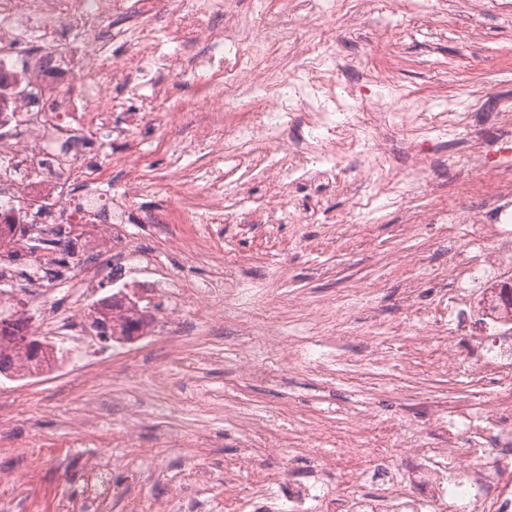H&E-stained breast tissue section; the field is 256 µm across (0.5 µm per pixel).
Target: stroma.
I'll return each mask as SVG.
<instances>
[{
	"label": "stroma",
	"instance_id": "stroma-1",
	"mask_svg": "<svg viewBox=\"0 0 512 512\" xmlns=\"http://www.w3.org/2000/svg\"><path fill=\"white\" fill-rule=\"evenodd\" d=\"M326 36L336 54L337 80L360 89L392 76L398 89L389 99L403 110L411 99L429 109L466 102L476 91L486 96L512 93V0H483L471 8L466 0H446L441 17H433L431 0H379L361 25L346 29L330 22ZM162 107L180 116L177 126L140 127L135 137L145 155L134 171L114 166V186L135 183V212L150 211L153 224H131L128 237L139 251L160 253L165 277L152 300L164 310L168 290L212 286L215 263L201 256V245L224 254V280L237 294L224 302V318L211 321L186 311L178 338H157L126 351L115 343L90 344L80 380L62 374L24 385L31 405L14 411V389H0V499L11 512H182L192 499L197 512H226L225 506L258 473L241 465L243 438L262 447L283 439L309 444L318 454L348 468L352 458L371 460L369 448L346 445L343 435L353 412L374 410L378 423L397 438L434 433L421 430L435 404L480 403L483 392L466 374L451 375L435 357L408 371L403 339L423 333L425 323L403 305L408 281L421 299L436 302L448 256L461 243L460 224H424L417 236L400 227L412 211L430 212L472 201L457 193L473 180L477 193L487 186L481 175L448 159V130L423 129L430 150L429 185H403L402 195L378 197L366 208L355 198L369 185L344 173L341 185L327 190L294 183L275 195L264 166H235L231 178L216 186L227 208L224 224L198 223L188 236L171 223L177 198L196 193L168 168L167 140L180 152L188 171L200 180L210 167L193 138L209 112L203 91L209 76L200 71L164 73ZM274 211L275 222L260 213ZM278 325L295 345L292 361L275 362L260 343H249L239 325L256 310ZM375 332L372 341L360 328ZM257 367L274 369L273 379L240 371L243 357ZM85 426L88 436L74 444L72 431ZM323 438L307 443L315 426ZM39 438L37 456L18 453L19 445ZM133 452L132 472L116 478V496L91 500L79 487L102 450Z\"/></svg>",
	"mask_w": 512,
	"mask_h": 512
}]
</instances>
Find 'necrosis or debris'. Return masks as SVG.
I'll return each instance as SVG.
<instances>
[{
	"mask_svg": "<svg viewBox=\"0 0 512 512\" xmlns=\"http://www.w3.org/2000/svg\"><path fill=\"white\" fill-rule=\"evenodd\" d=\"M285 2L286 13L258 14L244 38L238 25H212V17L224 13V0H165L162 12L152 9L151 0H0V354L13 360L15 375L37 378L60 364L64 352L81 353L101 322L116 329L137 319L139 338L151 341L174 327L173 314L154 316L142 303L153 284L134 275L149 260L131 259L125 246L129 192L113 188L111 161L89 166L76 151L101 133L139 151L135 130L157 124L160 115L115 106L112 88L136 94L153 86L156 72L172 69L164 37L200 39L220 51L185 61L216 80L209 96L219 107L194 134L195 145L215 165L229 152L246 163H262L275 148L282 156L273 172L331 187L338 160L360 157L366 138L374 148L364 179L395 193L399 184L386 175L387 126L398 120L467 128L470 113L434 114L420 102L400 115L341 107L330 90L335 58L317 36L326 17L356 23L354 10L346 0ZM115 43L129 47L126 59L113 60ZM288 57L301 67L298 80L281 76ZM246 99L257 102V112L244 121H225L224 108ZM300 105L306 132L296 140L288 129ZM77 184L83 194H74ZM493 206L492 223L477 206L443 211V222L465 225L469 245L448 265L440 305L428 311L414 307V314L432 318L434 328L415 339L410 354L418 359L428 342H436L442 365L474 379L485 399L452 406L456 429L439 446L402 442L408 467L395 471L380 461L350 470L338 498L327 490L332 468L323 458L305 480L286 482L281 494H270L266 482L279 476L280 456L249 449L248 461L266 457L271 466L266 480L252 483L239 512H512L511 183L501 185ZM50 224L70 227L55 251L44 244ZM61 250L71 259L66 280L48 282L37 294L17 288L11 258L20 255L44 268ZM104 281L114 292L97 296ZM471 288L480 289V296H468ZM59 291L70 296V311L52 306L50 298ZM449 313L462 317L451 332L444 329ZM472 320L485 324L475 346L465 329ZM23 335L39 339L42 360L29 358L19 342Z\"/></svg>",
	"mask_w": 512,
	"mask_h": 512,
	"instance_id": "obj_1",
	"label": "necrosis or debris"
}]
</instances>
